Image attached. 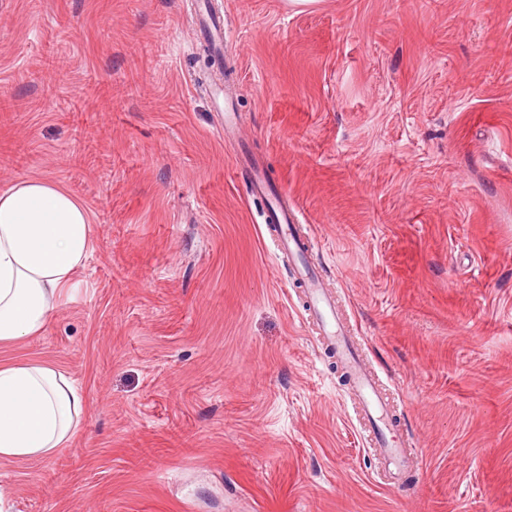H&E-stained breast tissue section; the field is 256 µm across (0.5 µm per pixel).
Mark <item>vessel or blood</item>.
I'll list each match as a JSON object with an SVG mask.
<instances>
[{"label": "vessel or blood", "mask_w": 512, "mask_h": 512, "mask_svg": "<svg viewBox=\"0 0 512 512\" xmlns=\"http://www.w3.org/2000/svg\"><path fill=\"white\" fill-rule=\"evenodd\" d=\"M200 34L216 46L223 45L226 32L221 16H205ZM236 165L247 178L252 195L265 198L268 236L281 253L294 261V280L300 289L302 316L316 334L325 353L336 359L353 396V415L360 428L362 444L378 463L380 473L391 485H400L417 456L399 434L400 412L393 391L368 364L364 345L342 313L335 295L325 287L315 269L317 243L301 231L297 212L275 191L260 162L241 151Z\"/></svg>", "instance_id": "b4317fda"}]
</instances>
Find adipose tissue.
Instances as JSON below:
<instances>
[{"label":"adipose tissue","mask_w":512,"mask_h":512,"mask_svg":"<svg viewBox=\"0 0 512 512\" xmlns=\"http://www.w3.org/2000/svg\"><path fill=\"white\" fill-rule=\"evenodd\" d=\"M88 208L26 177L0 192V342L38 335L92 246ZM85 394L47 361L0 364V460L45 458L79 430Z\"/></svg>","instance_id":"obj_1"}]
</instances>
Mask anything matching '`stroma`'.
I'll use <instances>...</instances> for the list:
<instances>
[{
	"label": "stroma",
	"mask_w": 512,
	"mask_h": 512,
	"mask_svg": "<svg viewBox=\"0 0 512 512\" xmlns=\"http://www.w3.org/2000/svg\"><path fill=\"white\" fill-rule=\"evenodd\" d=\"M252 153L422 466L381 482L210 96L195 0H0V191L93 217L65 306L0 363L86 396L11 512H512V0H212Z\"/></svg>",
	"instance_id": "obj_1"
}]
</instances>
